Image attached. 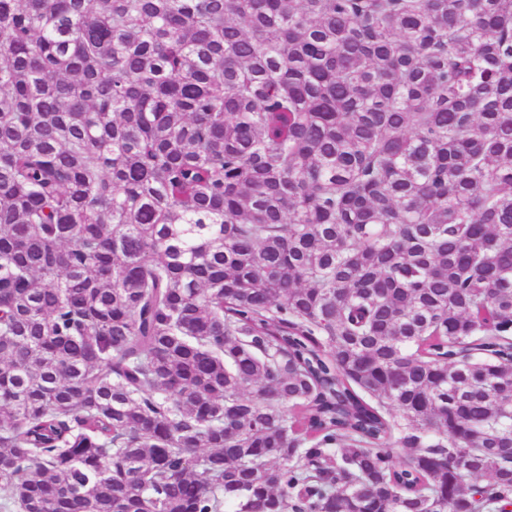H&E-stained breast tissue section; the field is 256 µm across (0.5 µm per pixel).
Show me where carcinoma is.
Here are the masks:
<instances>
[{"instance_id":"carcinoma-1","label":"carcinoma","mask_w":512,"mask_h":512,"mask_svg":"<svg viewBox=\"0 0 512 512\" xmlns=\"http://www.w3.org/2000/svg\"><path fill=\"white\" fill-rule=\"evenodd\" d=\"M227 503L512 512V0H0V508Z\"/></svg>"}]
</instances>
